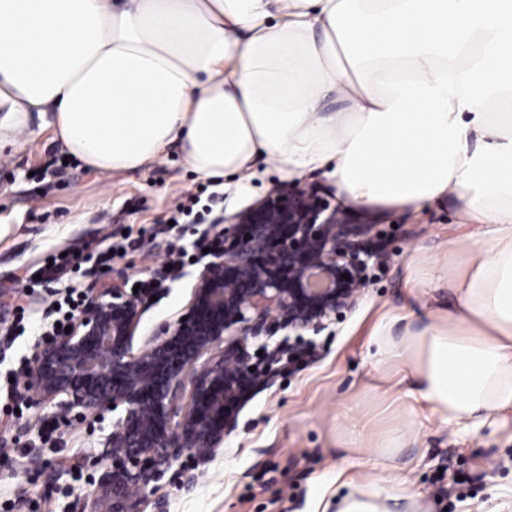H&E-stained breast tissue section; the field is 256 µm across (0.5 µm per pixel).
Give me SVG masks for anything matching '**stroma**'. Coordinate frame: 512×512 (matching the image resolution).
Instances as JSON below:
<instances>
[{"instance_id": "stroma-1", "label": "stroma", "mask_w": 512, "mask_h": 512, "mask_svg": "<svg viewBox=\"0 0 512 512\" xmlns=\"http://www.w3.org/2000/svg\"><path fill=\"white\" fill-rule=\"evenodd\" d=\"M283 181L280 171L259 159L249 191L241 195L236 177L200 178L175 146L138 169L98 173L67 159L52 127L32 119L18 145L0 150V404L12 397L5 387L11 371L34 357L54 302L67 289L88 291L103 279L96 272L30 287V273L45 258L94 253L139 238L141 249L116 256L110 268L130 281L150 277L168 243L188 247L213 237L216 218L240 211ZM196 193L208 206L205 220L180 229L172 218ZM383 215L392 225L389 254L373 270L356 310L333 335L320 336L319 357L281 372L272 387L252 396L236 430L197 468L192 491L182 489L178 469H170L149 486L143 512H312L318 498L334 500L331 475L367 472L363 455L337 448L336 433L343 406L363 403L377 410L387 399L367 357L369 335L381 317L403 307L413 252L446 257L449 241L473 230L447 197ZM201 267L198 261L186 264L182 277L164 282L142 315L141 329L185 311ZM18 304L27 308L29 324L10 342L6 332ZM415 419L423 423V413ZM49 423L57 426L50 436L44 433ZM111 429V420H78L52 405L27 407L19 417L0 413V512H75L103 468L72 470L67 462L95 451ZM396 469L409 474L432 512H478L495 488L512 483V413L496 429L469 436L424 425L418 442L401 450Z\"/></svg>"}]
</instances>
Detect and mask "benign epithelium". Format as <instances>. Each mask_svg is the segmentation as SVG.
Here are the masks:
<instances>
[{
	"instance_id": "1",
	"label": "benign epithelium",
	"mask_w": 512,
	"mask_h": 512,
	"mask_svg": "<svg viewBox=\"0 0 512 512\" xmlns=\"http://www.w3.org/2000/svg\"><path fill=\"white\" fill-rule=\"evenodd\" d=\"M380 222L312 184L274 187L217 219L224 252L199 271L184 316L147 331L137 348L146 296L121 274L87 295L70 331L39 345L22 387L37 407L115 415L103 450L79 460L105 464L91 512H141L149 485L175 462L213 457L285 355L319 357L316 337L357 308L390 246L373 229Z\"/></svg>"
}]
</instances>
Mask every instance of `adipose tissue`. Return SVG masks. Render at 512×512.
<instances>
[{
  "instance_id": "ef3b65f1",
  "label": "adipose tissue",
  "mask_w": 512,
  "mask_h": 512,
  "mask_svg": "<svg viewBox=\"0 0 512 512\" xmlns=\"http://www.w3.org/2000/svg\"><path fill=\"white\" fill-rule=\"evenodd\" d=\"M35 116L100 172L175 144L206 179L325 167L355 206L447 195L476 224L460 265L412 255L420 311L370 334L404 392L336 512H429L392 474L405 409L457 433L512 413V0H0V147Z\"/></svg>"
}]
</instances>
